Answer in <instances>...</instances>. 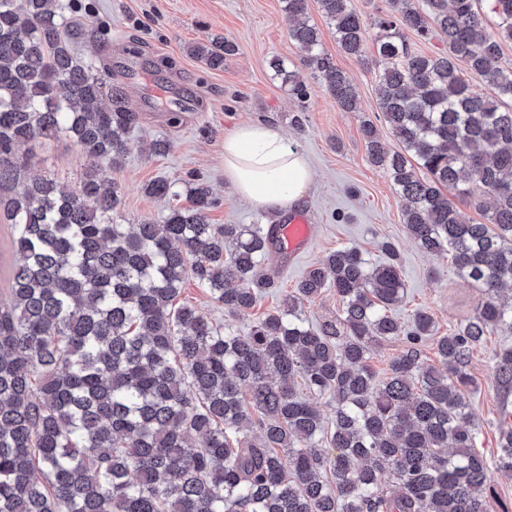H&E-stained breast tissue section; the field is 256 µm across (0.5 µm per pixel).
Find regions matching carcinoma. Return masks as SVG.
I'll use <instances>...</instances> for the list:
<instances>
[{
	"label": "carcinoma",
	"instance_id": "1",
	"mask_svg": "<svg viewBox=\"0 0 512 512\" xmlns=\"http://www.w3.org/2000/svg\"><path fill=\"white\" fill-rule=\"evenodd\" d=\"M341 49L364 53L367 24L352 0H317ZM288 35L336 103L355 88L321 48L308 0H283ZM66 0H0V210L17 257L0 306V512H486L490 480L474 448L467 398L474 350L512 332V0H390L373 23L381 118L399 144L388 152L363 121L368 161L407 202V233L446 253L484 299L435 341V321L393 309L405 296L393 244L373 265L336 250L246 330L212 322L180 301L192 279L231 315L258 300L256 268L277 253L258 224H212L210 188L157 223H118L107 173L75 188L29 179L19 146L66 135L82 153L118 165L140 113L73 43ZM497 18L487 28L486 13ZM446 38L448 53L415 51L408 34ZM235 44L219 37L189 52L224 67ZM461 61L490 92L462 77ZM274 76L302 99L299 72ZM158 179L152 196L177 197ZM454 198L448 197V192ZM461 205L483 213L468 224ZM332 290L336 317L314 326L304 303ZM403 336L379 377L373 349ZM496 372L512 385V350ZM334 401L326 422L299 389ZM512 473V425L498 437Z\"/></svg>",
	"mask_w": 512,
	"mask_h": 512
}]
</instances>
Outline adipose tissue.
<instances>
[{
	"label": "adipose tissue",
	"mask_w": 512,
	"mask_h": 512,
	"mask_svg": "<svg viewBox=\"0 0 512 512\" xmlns=\"http://www.w3.org/2000/svg\"><path fill=\"white\" fill-rule=\"evenodd\" d=\"M224 180L242 199L277 212L306 195L313 171L275 127L244 123L224 138Z\"/></svg>",
	"instance_id": "adipose-tissue-1"
}]
</instances>
